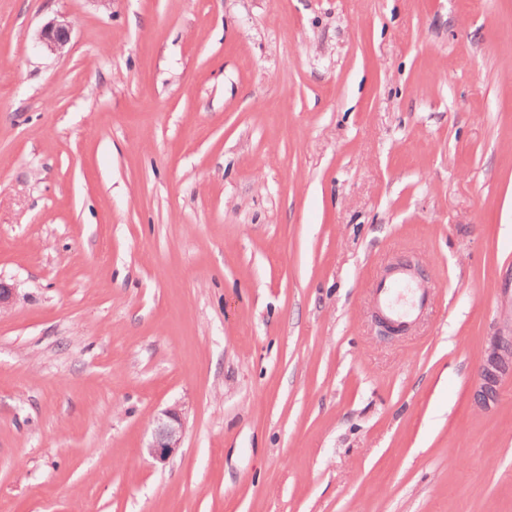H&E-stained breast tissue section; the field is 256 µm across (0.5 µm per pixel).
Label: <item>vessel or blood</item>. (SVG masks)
<instances>
[{
	"label": "vessel or blood",
	"instance_id": "1",
	"mask_svg": "<svg viewBox=\"0 0 512 512\" xmlns=\"http://www.w3.org/2000/svg\"><path fill=\"white\" fill-rule=\"evenodd\" d=\"M431 290L418 278L412 267L396 266L390 275L374 282L372 299L375 308L387 319L405 325L415 323L426 310Z\"/></svg>",
	"mask_w": 512,
	"mask_h": 512
}]
</instances>
